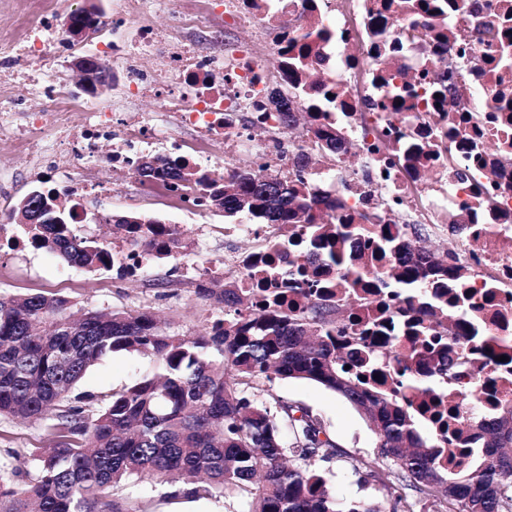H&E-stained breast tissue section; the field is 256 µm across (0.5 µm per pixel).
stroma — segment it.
Returning <instances> with one entry per match:
<instances>
[{
    "label": "stroma",
    "instance_id": "35a3bbf8",
    "mask_svg": "<svg viewBox=\"0 0 512 512\" xmlns=\"http://www.w3.org/2000/svg\"><path fill=\"white\" fill-rule=\"evenodd\" d=\"M113 0H64L63 12L72 7L95 4L101 13L102 26L90 41L74 45L69 53L58 59L44 61L52 84L73 93L81 88L68 63L77 54H96L103 42L110 40L112 31ZM138 27L130 22L120 33V38L133 39ZM0 164L15 173L13 183L0 187V210L13 214L20 201L38 183L28 174L29 158L26 153L0 152ZM142 178L137 171H129L124 178L122 191L109 197L88 198L85 204L87 219L81 234H88L103 241H111L114 225L96 224L93 214L127 215L148 213L169 224L185 223L166 201L140 197L137 189ZM30 293L56 295L70 300L75 314L115 309H138L153 314L170 324L172 329L186 334H196L210 321L222 315L224 306L210 297L199 295L195 282L180 279L170 258L149 262L146 276L131 282L116 280L112 272L103 270L88 273L69 266L56 254L42 249L25 247L24 250L0 255V294L5 296ZM152 356L139 352L119 351L92 366L79 388L97 395H108L131 385L153 373ZM267 389L280 399L309 408L318 415L328 435L336 442L339 453L330 459H315L313 466L327 480L331 494L340 503L366 500L385 506L389 503L388 491L369 474L368 465L374 462L377 448L376 436L365 417L347 400L315 383L302 379L273 378ZM49 436L46 422H19L0 418V459L12 454L24 456L47 447ZM133 512H241L238 499L217 496L209 499L166 497L164 489H151L145 484H128L121 490Z\"/></svg>",
    "mask_w": 512,
    "mask_h": 512
}]
</instances>
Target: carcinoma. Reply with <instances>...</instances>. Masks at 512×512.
<instances>
[{
  "instance_id": "cac0c4a2",
  "label": "carcinoma",
  "mask_w": 512,
  "mask_h": 512,
  "mask_svg": "<svg viewBox=\"0 0 512 512\" xmlns=\"http://www.w3.org/2000/svg\"><path fill=\"white\" fill-rule=\"evenodd\" d=\"M492 17L482 22L488 48L485 63L495 75L491 93L512 78V0L486 6ZM479 0H369L366 13L372 33L421 37L418 21L432 27L426 37L445 42L455 34L454 22L480 15ZM96 9L68 15L67 36L92 17ZM311 34L288 41V58L280 63L292 98L309 103L308 113L336 108L337 94L304 83L301 76L314 65ZM97 89L109 85L111 68L93 62ZM465 65L448 82L427 81L421 75L390 103L386 112L402 111L405 98L426 94L433 103L462 100L473 94L463 78ZM322 151L342 150L336 129L312 130ZM168 176L194 184L228 217L251 224H279L293 236V225L306 229V267L322 274L344 269L339 279L343 303L319 300L309 279L295 285L304 295L301 308L284 305L278 293L261 288L247 301L233 285L200 288L198 293L224 304V317L211 321L203 333L186 335L160 324L147 312L114 310L67 314L68 300L43 293L0 297V416L24 421L51 420L52 446L31 458L34 476L17 483L13 464L0 462V512H132L116 491L131 479L180 488L181 495L208 498L234 492L246 499L244 512H385L364 501L342 505L331 496L323 474L310 460L337 453L324 423L309 409L274 397L262 398L254 383L272 376L313 381L349 401L368 420L378 457L374 477L384 487L394 483L419 493L429 492L444 512H512V412L487 434L468 441L477 419L466 413L459 428L439 436L425 426L426 403L437 384L405 376L387 386L376 366L365 375L353 368L362 362L367 339L344 347L336 337L345 332L355 301L350 295L362 274L351 260L363 245L374 256L390 254L398 263L388 284L405 293L435 282L448 283L452 267L444 257L425 248L381 235L363 243L366 226L384 222L378 211L345 213L342 197H332L301 175L285 179L249 169L228 179L201 181L186 167H172ZM55 208L40 224H19L21 240L57 254L68 264L96 271L112 269V248L80 235L71 215L49 188L42 191ZM132 240L162 244L170 230L157 218L139 215L117 220ZM117 351L152 355L156 372L120 392L93 395L74 389L95 363ZM451 349L433 360L434 371L448 372V388L463 401L476 398L478 385L461 382L452 365Z\"/></svg>"
}]
</instances>
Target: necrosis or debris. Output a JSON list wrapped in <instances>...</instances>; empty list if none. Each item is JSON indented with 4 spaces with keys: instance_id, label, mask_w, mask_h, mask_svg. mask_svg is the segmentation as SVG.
<instances>
[{
    "instance_id": "4bbe7bcc",
    "label": "necrosis or debris",
    "mask_w": 512,
    "mask_h": 512,
    "mask_svg": "<svg viewBox=\"0 0 512 512\" xmlns=\"http://www.w3.org/2000/svg\"><path fill=\"white\" fill-rule=\"evenodd\" d=\"M267 2L223 0L224 10L218 13L211 0H169L184 30L207 23L232 29L235 35L204 56L191 39L168 38L144 22L134 41L116 40L108 46L105 60L123 66L129 89L153 96L158 113L123 106L91 112L87 101L55 89L46 109L0 117V148L26 147L34 174L59 184L76 225L84 222L85 199L121 190L125 173L141 153L153 149L209 174L230 168L236 158L264 174L288 178L301 173L315 185L344 194L355 210L385 205L383 228L394 238L408 236L410 225H432L452 239L462 277L448 285L445 327L434 328L427 341L468 348L480 338L492 349L493 360L475 378L481 417L498 420L503 408H512V163L507 160L512 154V113L495 111L481 81L475 100L465 105L451 103L442 112L418 107L389 117L376 108L382 100L379 78L395 70L405 78L418 75L427 55L421 41L398 51L377 49L367 28L365 0H318L313 10L303 0H277L273 13ZM59 4L34 0L26 46H0L6 59L0 85L17 80L47 84L46 72L29 63L30 49L38 47L53 57L65 48ZM317 20L335 36L317 44L321 62L310 79L319 87L333 86L339 97L335 111L318 114L314 122L335 127L361 159V168L347 182L340 174L343 156L313 158L304 137L281 141L280 114L268 106L272 88L280 84L277 65L284 38L308 32ZM357 50L372 56L371 68L357 66ZM434 127L453 152L436 150L423 158V166L437 173L428 182L396 146L408 138L425 140ZM476 139L504 143V155L473 154L470 143ZM454 168L466 171L465 180L451 177ZM101 169L109 172L108 180H99ZM140 192L191 215L210 209L201 190L164 176L144 181ZM206 230L228 240L248 236L255 245L219 259L194 261L177 255L182 272L211 285L234 281L247 294L260 285L249 256L270 257L292 268L302 252L290 244L274 248L260 224H210ZM376 314L389 321L404 348L410 344L409 321L424 316L415 301L391 289L378 290L360 316Z\"/></svg>"
}]
</instances>
